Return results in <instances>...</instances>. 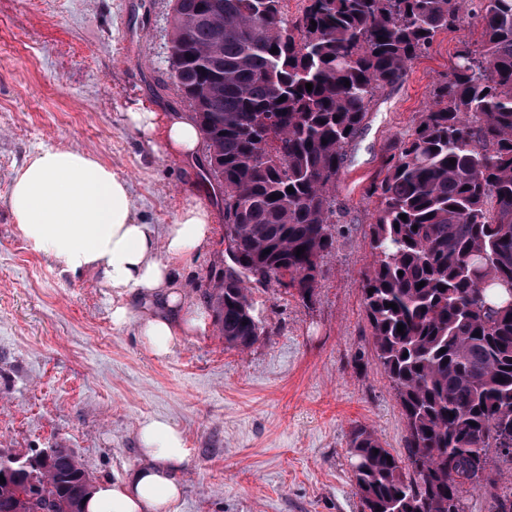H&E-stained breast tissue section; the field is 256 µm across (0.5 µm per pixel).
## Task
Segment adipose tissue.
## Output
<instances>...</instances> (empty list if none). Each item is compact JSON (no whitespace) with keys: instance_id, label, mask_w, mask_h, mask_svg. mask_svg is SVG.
I'll return each instance as SVG.
<instances>
[{"instance_id":"1","label":"adipose tissue","mask_w":512,"mask_h":512,"mask_svg":"<svg viewBox=\"0 0 512 512\" xmlns=\"http://www.w3.org/2000/svg\"><path fill=\"white\" fill-rule=\"evenodd\" d=\"M126 121L148 138L154 155L190 156L200 131L189 114L160 116L143 106ZM9 207L17 227L38 252L65 271L102 275L112 295V323L135 324L152 355L162 359L185 337L206 331L207 310L178 280L179 262L206 249L212 215L199 204L181 210L164 230L144 223L128 181L96 158L73 149L35 153L13 179ZM140 459L124 480L99 482L86 512H179L188 465L181 431L153 416L137 426Z\"/></svg>"}]
</instances>
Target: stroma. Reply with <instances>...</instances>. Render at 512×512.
<instances>
[{"label":"stroma","mask_w":512,"mask_h":512,"mask_svg":"<svg viewBox=\"0 0 512 512\" xmlns=\"http://www.w3.org/2000/svg\"><path fill=\"white\" fill-rule=\"evenodd\" d=\"M171 13L172 0H0V454L68 448L91 480L117 481L138 463V422L163 416L189 453L181 512H363L351 425L371 427L398 455L406 436L363 302L375 221L367 189L386 147L411 133L461 43L479 33L465 24L439 34L377 95L336 180L334 246L312 298L255 286L264 333L251 348L227 347L213 322L158 359L135 326L113 325L100 276L62 271L28 247L8 198L27 157L58 148L112 167L157 228L187 204L206 206L211 242L177 266L205 302L225 261L208 151L156 157L126 122L139 103L189 109L170 76Z\"/></svg>","instance_id":"stroma-1"}]
</instances>
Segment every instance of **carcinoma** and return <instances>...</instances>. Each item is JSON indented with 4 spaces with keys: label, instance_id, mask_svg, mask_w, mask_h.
<instances>
[{
    "label": "carcinoma",
    "instance_id": "1",
    "mask_svg": "<svg viewBox=\"0 0 512 512\" xmlns=\"http://www.w3.org/2000/svg\"><path fill=\"white\" fill-rule=\"evenodd\" d=\"M282 2L175 0L170 21L171 78L224 197L230 263L208 297L239 350L263 333L250 284L303 299L318 287L345 148L380 90L438 33L467 18L480 31L368 189L362 293L406 454L366 425L349 433L363 512H466L461 489L489 482V449L512 455V0H308L295 21ZM84 477L56 448L50 470L5 478L0 512H84Z\"/></svg>",
    "mask_w": 512,
    "mask_h": 512
}]
</instances>
